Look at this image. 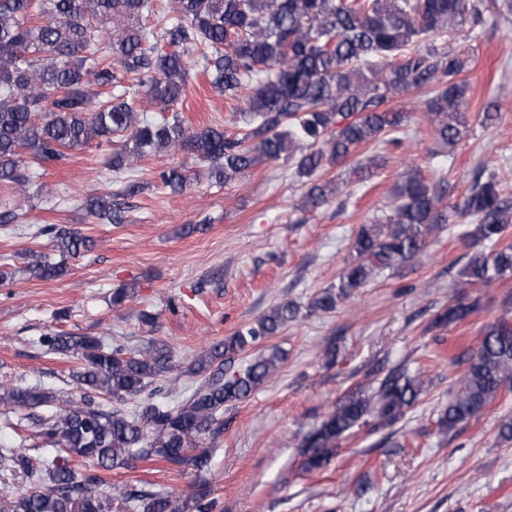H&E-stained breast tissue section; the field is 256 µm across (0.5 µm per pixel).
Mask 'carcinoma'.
<instances>
[{
	"label": "carcinoma",
	"mask_w": 512,
	"mask_h": 512,
	"mask_svg": "<svg viewBox=\"0 0 512 512\" xmlns=\"http://www.w3.org/2000/svg\"><path fill=\"white\" fill-rule=\"evenodd\" d=\"M488 13L511 17L512 0H175L170 9L163 0H0V193L42 198L47 192L36 183L37 170L106 144L108 170L121 186L81 202L99 224L125 223L122 199L145 189L126 173L163 150L208 165L216 187L264 161L284 159L305 180L301 208L318 210L342 192L323 179L327 169L372 142L375 154L352 168L366 183L382 168L387 148L401 145L399 138L380 139L406 125V112L387 106L396 95L426 93L435 140L448 148L461 140L470 122L460 78L467 59L448 41L464 28L481 29ZM196 54L206 61L211 87L241 101L233 114L245 125L242 135L219 125L186 127L174 113ZM143 96L159 106L160 116L141 114ZM156 179L174 194L187 187L181 166L159 170ZM499 184L496 174L479 176L461 200L447 205L420 174L405 176L393 206L359 226L338 283L319 292L308 313L332 312L383 271L415 258L445 225L472 224L468 236L495 249L469 258L455 301L437 324L467 319L476 307L466 302L467 289L512 274V243L501 245L512 226V199ZM37 235L49 237L63 256L94 246L90 236L63 224H45ZM29 256L26 271L36 279L67 272L35 250ZM300 314L299 305L286 301L210 345L190 369L200 381L182 399L164 385L177 364L159 340L131 351L97 336L40 337L47 353L78 362L69 373L76 392L0 387L1 405L27 411L7 425L31 431L42 449L0 448V472L26 480L3 512H210L199 491L142 490L114 498L101 490L100 472L136 461L206 466L208 455L193 451L216 445L224 406L271 378L285 355L268 346L244 366L235 361ZM453 363L466 367L438 418L441 434L512 386V320L501 317L474 354ZM367 376V387L347 395L304 437L303 469L324 466L369 417L382 427L394 424L424 390L421 375L401 367L373 368ZM76 461L89 468H74Z\"/></svg>",
	"instance_id": "carcinoma-1"
}]
</instances>
